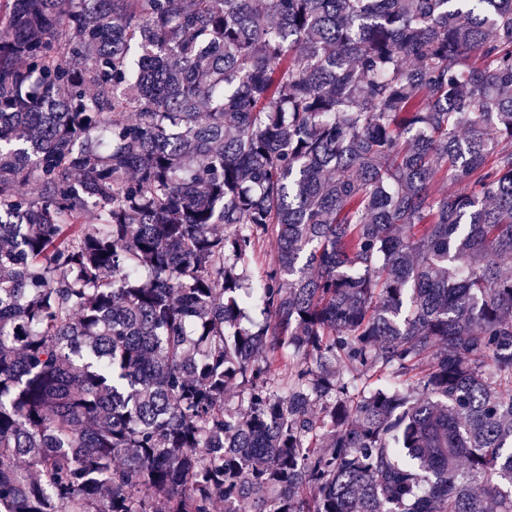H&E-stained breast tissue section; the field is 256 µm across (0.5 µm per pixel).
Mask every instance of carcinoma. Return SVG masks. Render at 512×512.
I'll return each mask as SVG.
<instances>
[{"label": "carcinoma", "mask_w": 512, "mask_h": 512, "mask_svg": "<svg viewBox=\"0 0 512 512\" xmlns=\"http://www.w3.org/2000/svg\"><path fill=\"white\" fill-rule=\"evenodd\" d=\"M505 258L512 0H0V512H512Z\"/></svg>", "instance_id": "cac0c4a2"}]
</instances>
